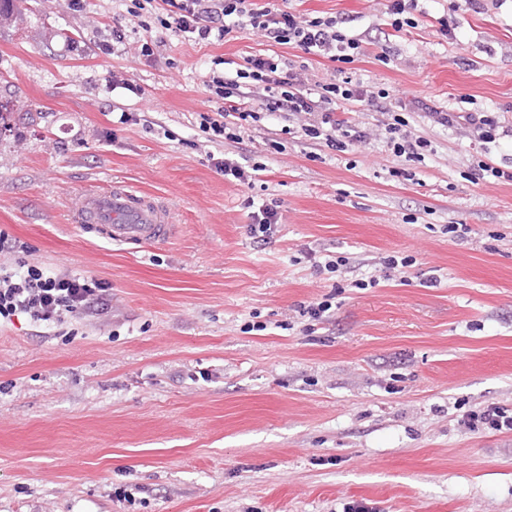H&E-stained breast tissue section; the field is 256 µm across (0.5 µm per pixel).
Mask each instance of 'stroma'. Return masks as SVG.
Here are the masks:
<instances>
[{
  "mask_svg": "<svg viewBox=\"0 0 512 512\" xmlns=\"http://www.w3.org/2000/svg\"><path fill=\"white\" fill-rule=\"evenodd\" d=\"M273 2L347 18L365 49L348 71L405 106L423 161L379 140L319 148L281 114L207 142L212 59L270 47L246 28L212 44L155 30V61L100 51L113 29L142 34L123 0H19L0 28V231L25 246L0 267L108 285L106 309L0 325V512H512V433L459 424L512 410V182L477 171L512 170V0L457 15L422 0L399 32L383 0ZM436 112L493 113L496 139ZM217 157L262 167L263 188ZM115 180L167 208L168 240L115 244L74 222ZM251 200L282 216L267 242ZM393 255L413 263L385 269ZM329 256L340 273L320 270ZM325 299L309 326L301 307ZM459 424L472 433L512 432V410L488 404L477 410L468 411Z\"/></svg>",
  "mask_w": 512,
  "mask_h": 512,
  "instance_id": "35a3bbf8",
  "label": "stroma"
}]
</instances>
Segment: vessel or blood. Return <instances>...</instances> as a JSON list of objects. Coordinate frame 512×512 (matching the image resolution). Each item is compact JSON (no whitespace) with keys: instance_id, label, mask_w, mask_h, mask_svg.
<instances>
[{"instance_id":"1","label":"vessel or blood","mask_w":512,"mask_h":512,"mask_svg":"<svg viewBox=\"0 0 512 512\" xmlns=\"http://www.w3.org/2000/svg\"><path fill=\"white\" fill-rule=\"evenodd\" d=\"M80 224L95 225L116 243L143 245L168 239L173 226L167 210L135 194L121 182L105 192L88 195L75 214Z\"/></svg>"}]
</instances>
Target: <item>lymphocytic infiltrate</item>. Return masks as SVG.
<instances>
[{
    "instance_id": "obj_1",
    "label": "lymphocytic infiltrate",
    "mask_w": 512,
    "mask_h": 512,
    "mask_svg": "<svg viewBox=\"0 0 512 512\" xmlns=\"http://www.w3.org/2000/svg\"><path fill=\"white\" fill-rule=\"evenodd\" d=\"M144 32L134 51L155 58L154 27L198 42H219L240 27H251L270 42L316 52L331 62L350 63L362 55L360 39L348 36L336 17H320L258 0H130L126 7ZM217 109L200 113L199 127L213 144L242 140L247 130L274 112L297 123L311 145L336 152L382 139L395 156L421 160L429 143L412 134L408 121L393 115L380 129L359 126L347 105L385 98L360 79L347 75L313 83L307 66L291 65L284 55L251 53L235 72H210L204 82ZM107 285L94 277L50 274L35 264L22 271L0 272V321L23 315L33 323H54L105 304Z\"/></svg>"
}]
</instances>
